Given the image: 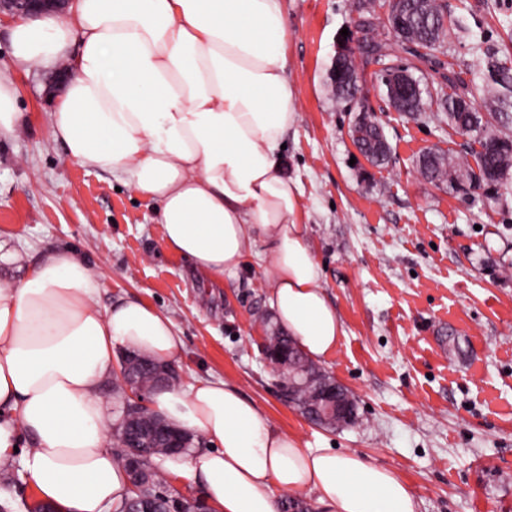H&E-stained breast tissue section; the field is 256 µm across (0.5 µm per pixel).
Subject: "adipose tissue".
Instances as JSON below:
<instances>
[{"mask_svg": "<svg viewBox=\"0 0 512 512\" xmlns=\"http://www.w3.org/2000/svg\"><path fill=\"white\" fill-rule=\"evenodd\" d=\"M8 27L17 68L70 67L47 119L72 161L150 200L167 248L205 273L237 270L266 245L278 323L310 358L336 349L341 324L282 174L297 114L281 0H72L65 16L15 15ZM98 276L54 248L0 281V467L21 457L56 512H107L131 494L111 445L119 415L99 394L114 352L166 363L182 346L145 302L100 308ZM151 400L203 442L157 467L198 484L214 512H278V489L309 493L320 512H417L393 471L304 447L227 383Z\"/></svg>", "mask_w": 512, "mask_h": 512, "instance_id": "1", "label": "adipose tissue"}]
</instances>
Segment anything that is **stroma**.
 Returning <instances> with one entry per match:
<instances>
[{"mask_svg": "<svg viewBox=\"0 0 512 512\" xmlns=\"http://www.w3.org/2000/svg\"><path fill=\"white\" fill-rule=\"evenodd\" d=\"M445 2L452 46L422 71L435 81L450 62L480 87L485 50L512 61V0ZM283 10L298 114L283 172L297 182L302 231L344 330L320 366L356 397L355 424L308 422L262 362L259 319L273 288L266 258L215 280L166 251L145 198L78 166L53 140L47 114L65 84L53 66L15 70L5 27L0 78L18 87L28 120L0 142V240L24 258L20 268L1 265L0 281L24 277L46 249L76 248L100 271L101 308L139 299L171 318L183 342L171 362L177 388L228 382L308 447L394 471L419 512H512V195L451 193L420 180L421 152H458L467 138L392 111L371 66L364 104L382 122L393 160L380 169L358 157L355 115L327 91L337 37L359 19L356 0H283Z\"/></svg>", "mask_w": 512, "mask_h": 512, "instance_id": "1", "label": "stroma"}]
</instances>
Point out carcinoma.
Returning a JSON list of instances; mask_svg holds the SVG:
<instances>
[{"label":"carcinoma","mask_w":512,"mask_h":512,"mask_svg":"<svg viewBox=\"0 0 512 512\" xmlns=\"http://www.w3.org/2000/svg\"><path fill=\"white\" fill-rule=\"evenodd\" d=\"M419 0H396L395 7L402 17L410 20L406 40L415 44L411 49L400 40L386 42L377 40L372 35V22L366 14L373 12V0H362L359 7L365 12L356 24L358 48L361 50L363 64H385L387 68L397 67L400 53L412 50L420 60H425L435 51H447L450 44L454 23L448 20L444 0H428L418 6ZM354 55L346 56L342 70H331L328 87L336 102L348 106L351 112L359 111L353 104L354 94L346 85L344 71L355 70ZM485 71L491 82L486 89L483 105L472 107L468 112L456 108L457 99L467 97L471 90L453 67H448V74L442 75V81L434 84L425 75L414 77L417 88L410 94L407 108L403 114L420 119L429 114L427 110L434 106L436 111L431 117L448 125L456 132L467 136L471 146L467 154L460 155L451 150L430 149L423 152L416 163L418 175L427 183L436 186H448L456 191L454 182L466 180L476 183L479 189L504 190L512 194V67L502 60L489 56L485 60ZM384 136L380 122L369 116L368 122L356 121L351 129L352 141L359 149L368 154L372 165L383 168L391 162L390 146L379 145L378 138ZM474 163H469V160ZM266 349L286 351L297 357L299 370L292 376H282V386L288 387L293 382L292 405L303 409L315 396L322 381L336 383V380L323 372L318 374L313 369L312 361L301 351L288 333L278 328H267ZM137 413L131 401H126L122 410V422L112 434L113 448L120 462H125L130 455L125 428L129 420ZM141 466L148 474V481L143 487V497L149 500L153 512H172L176 507L180 512H197L202 508L199 500L189 501L184 498L174 502L173 496L159 493L156 489V475L153 472L155 454L144 452Z\"/></svg>","instance_id":"1"}]
</instances>
